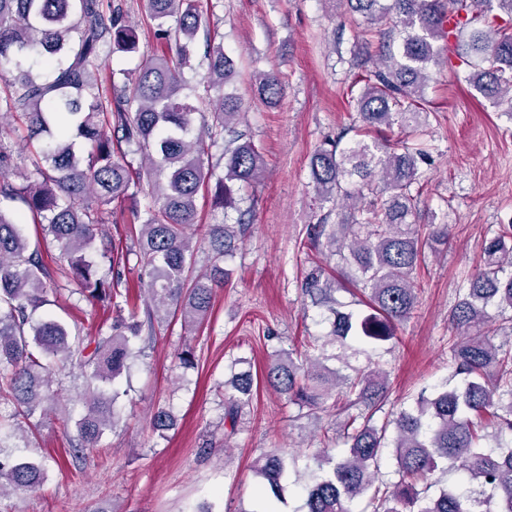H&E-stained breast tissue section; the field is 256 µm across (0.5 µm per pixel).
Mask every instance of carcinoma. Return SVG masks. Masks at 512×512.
<instances>
[{
    "label": "carcinoma",
    "instance_id": "1",
    "mask_svg": "<svg viewBox=\"0 0 512 512\" xmlns=\"http://www.w3.org/2000/svg\"><path fill=\"white\" fill-rule=\"evenodd\" d=\"M363 18L357 44L399 41L398 53L382 54L352 85L362 122L359 137L329 139L310 160L320 201L346 209L338 224L321 217L311 225L313 242L328 246L349 268L351 281L367 296L362 315L335 297L341 283L319 265L305 276L312 304L326 308L332 330L316 350L339 346L364 354L367 367L339 355L344 373L319 358L282 350L268 363L264 381L316 415L330 399L347 413L345 454L317 463L305 488V512H512V342L496 345V320L512 322V224H501L485 241L482 258L458 289L449 322L459 333L449 346L456 383L421 392L395 416L377 425L374 414L386 397L388 371L369 349L393 338L390 325L408 319L418 304L416 271L425 251L448 242V224H417L425 155L420 138L427 125L425 89L442 53L450 49L462 74L494 107L512 110V0H347ZM147 16L167 50L135 71L110 69L106 58L139 52V32L128 19L126 0H0V122L25 131L23 161L0 145V397L15 406L10 427L32 428L31 419L50 400L55 365H76L89 382L115 380L134 357L142 335L153 332L155 312L179 315L200 327L213 290L224 286V257L233 253L243 224H208L204 240L210 270L190 272L199 229L198 196L215 170L213 205L236 204L235 192L258 182L264 159L238 128L239 97L230 90L234 61L206 30L202 0H147ZM205 68L206 88L216 92L211 112L200 111L186 74ZM261 99L275 105L281 84L272 71L256 74ZM398 125L406 139L393 142L383 129ZM225 139L221 153L209 144ZM22 179L17 184L9 177ZM152 199L137 241L139 278L147 294L144 319L115 306L110 333L92 352L75 343L65 324L33 314L58 291L39 251H29L19 217L3 206L20 201L52 236L66 262V278L83 296L112 301L121 277L107 278L91 260L114 262L112 239L99 230L112 218V202ZM254 378L241 370L224 381L225 417L236 422L251 401ZM118 392L85 400L75 422L73 451L94 447L118 421ZM364 410L353 414L350 409ZM163 438L177 418L161 407L151 417ZM399 480L376 482L385 453ZM463 471L462 486L441 485L438 471ZM284 457L269 454L255 466L261 501L282 500ZM43 463L0 456V493L32 491L45 482ZM374 489L368 508L357 502Z\"/></svg>",
    "mask_w": 512,
    "mask_h": 512
}]
</instances>
